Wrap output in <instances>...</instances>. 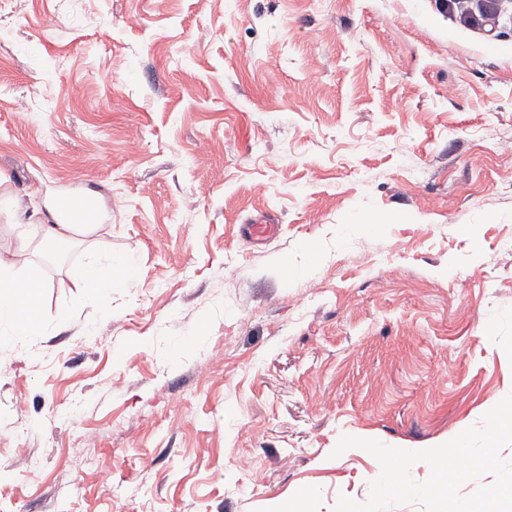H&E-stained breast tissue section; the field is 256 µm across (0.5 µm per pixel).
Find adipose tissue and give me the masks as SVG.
<instances>
[{
    "label": "adipose tissue",
    "mask_w": 512,
    "mask_h": 512,
    "mask_svg": "<svg viewBox=\"0 0 512 512\" xmlns=\"http://www.w3.org/2000/svg\"><path fill=\"white\" fill-rule=\"evenodd\" d=\"M132 271L123 260L88 264L78 279L81 299H104L113 281L131 278ZM44 282L34 269H20L17 261L0 258V325H8L12 336L31 335L40 321Z\"/></svg>",
    "instance_id": "obj_1"
}]
</instances>
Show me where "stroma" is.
Segmentation results:
<instances>
[{
	"label": "stroma",
	"mask_w": 512,
	"mask_h": 512,
	"mask_svg": "<svg viewBox=\"0 0 512 512\" xmlns=\"http://www.w3.org/2000/svg\"><path fill=\"white\" fill-rule=\"evenodd\" d=\"M507 131L512 0H0V255L45 283L0 341V512H111L99 469L126 512H334L381 471L341 436L477 424L512 393ZM68 190L103 221L54 256ZM119 271H123V276L119 278ZM132 278V271L128 264L121 259L110 257L106 264L91 262L81 272L77 288H81L79 298H95L102 301L112 288V281L118 279L128 280Z\"/></svg>",
	"instance_id": "35a3bbf8"
}]
</instances>
